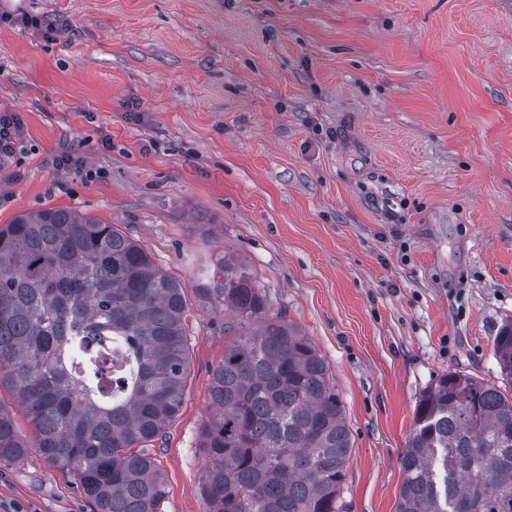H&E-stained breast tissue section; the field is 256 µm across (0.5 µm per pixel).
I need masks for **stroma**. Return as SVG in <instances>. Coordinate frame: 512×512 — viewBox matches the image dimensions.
Segmentation results:
<instances>
[{
  "mask_svg": "<svg viewBox=\"0 0 512 512\" xmlns=\"http://www.w3.org/2000/svg\"><path fill=\"white\" fill-rule=\"evenodd\" d=\"M0 225L67 207L120 225L183 286L190 371L147 452L162 512H207L200 428L240 330L205 299L239 261L308 336L352 448L340 512H396L416 402L497 382L512 320V0H0ZM75 151L76 165L56 166ZM0 512H93L38 452ZM22 120L15 112L0 114V161L15 151V144L21 134ZM494 355L502 380L512 387V322L501 326L494 340Z\"/></svg>",
  "mask_w": 512,
  "mask_h": 512,
  "instance_id": "35a3bbf8",
  "label": "stroma"
}]
</instances>
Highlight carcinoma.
Wrapping results in <instances>:
<instances>
[{"label": "carcinoma", "mask_w": 512, "mask_h": 512, "mask_svg": "<svg viewBox=\"0 0 512 512\" xmlns=\"http://www.w3.org/2000/svg\"><path fill=\"white\" fill-rule=\"evenodd\" d=\"M205 295L237 315L201 429L208 512H338L351 448L324 359L224 258ZM179 281L115 224L66 208L0 227V387L37 451L95 512H160L166 479L144 453L179 414L189 369ZM494 355L512 387V322ZM29 452L0 409V462ZM397 512H512V397L461 372L419 397Z\"/></svg>", "instance_id": "obj_1"}]
</instances>
